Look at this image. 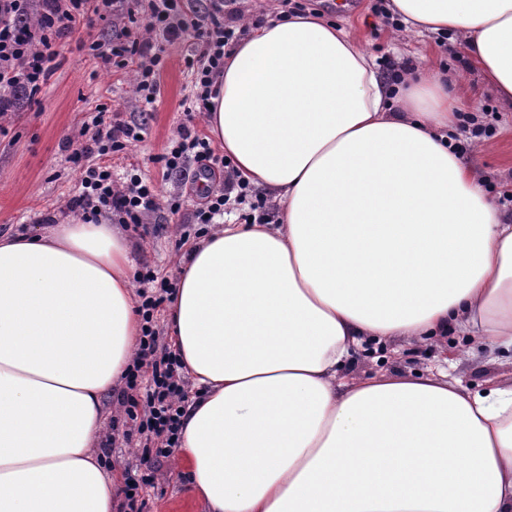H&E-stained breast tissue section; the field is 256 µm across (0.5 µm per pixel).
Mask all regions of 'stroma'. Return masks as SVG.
Segmentation results:
<instances>
[{"label": "stroma", "instance_id": "stroma-1", "mask_svg": "<svg viewBox=\"0 0 512 512\" xmlns=\"http://www.w3.org/2000/svg\"><path fill=\"white\" fill-rule=\"evenodd\" d=\"M375 3L308 0L307 8L347 29H359L364 49L375 58L384 78H391L402 64H426L447 73L449 84L482 88L476 104L478 122L464 120L453 138L493 199L511 195L512 137H501L500 131L512 127V107L484 89L482 73L469 62L461 46L446 36H396L391 20L375 10ZM111 35L108 24L91 30L77 24L35 101H21L18 111L0 116V235L36 231L44 227L49 216L58 223L65 221L67 203L78 180L70 144L77 141L96 106L104 104L109 108V119H135L145 127L142 142L106 156L113 179L120 182L128 172L137 171L155 184L161 200L182 203L178 211L164 206L153 213L148 235L129 234L136 269L150 267L173 283L183 251L211 230L210 225L197 223L195 218L202 193L198 164L190 161L181 169L168 171L157 161L183 123H193L202 134L208 131L204 115L186 113L183 106L192 95L191 78L183 62L190 46L185 41L165 44L161 96L146 109L135 99L132 71L109 69L79 47L82 40H104ZM381 369L397 375L444 370L450 381L481 392L512 377V351L501 348L490 353L471 348L465 337L451 330L434 342L365 343L345 362L342 371L347 376L363 377ZM154 477L155 486L145 496V512H203L189 497L176 457L162 460Z\"/></svg>", "mask_w": 512, "mask_h": 512}]
</instances>
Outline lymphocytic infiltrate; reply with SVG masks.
<instances>
[{
  "mask_svg": "<svg viewBox=\"0 0 512 512\" xmlns=\"http://www.w3.org/2000/svg\"><path fill=\"white\" fill-rule=\"evenodd\" d=\"M207 10V15L200 18L186 0H149L145 16L139 20L129 0H0V114L17 111L21 95L40 91L52 73L58 45L69 37L77 22L91 28L111 17L124 20V27L109 39L87 43L90 55L117 70L135 66V97L151 105L161 94L163 43L190 42L192 49L185 55L184 65L192 76V106L195 111H207L224 74V48L235 35L232 23L237 17L236 10L226 9L224 0H210ZM133 22L143 29V36L132 35L129 25ZM105 114V109H98L92 119V134L73 150V160L83 170L70 207L94 217L116 218L139 229L159 207L155 186L136 174L128 182L117 184L108 167L82 164L86 157L120 152L142 139L141 123L133 120L112 124L106 122ZM190 158L203 172L217 167L224 170V187L206 194L203 206L196 211L198 223H212L232 199L249 206L242 221L272 223L274 212L267 197L238 179L230 161L215 156L205 136L184 125L160 161L166 170L173 171ZM139 283L142 336L125 386L115 398L124 422L132 424L139 436L141 468L127 471L118 512H143L144 493L153 483L149 466L177 447L186 402L182 363L155 323V315L168 300L171 288L151 269L140 274Z\"/></svg>",
  "mask_w": 512,
  "mask_h": 512,
  "instance_id": "1",
  "label": "lymphocytic infiltrate"
}]
</instances>
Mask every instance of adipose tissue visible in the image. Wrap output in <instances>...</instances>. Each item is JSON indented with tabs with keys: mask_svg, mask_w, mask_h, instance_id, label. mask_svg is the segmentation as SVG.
Instances as JSON below:
<instances>
[{
	"mask_svg": "<svg viewBox=\"0 0 512 512\" xmlns=\"http://www.w3.org/2000/svg\"><path fill=\"white\" fill-rule=\"evenodd\" d=\"M512 104V0H389ZM207 125L275 224L179 262L167 320L198 390L178 445L207 512H512V382L340 375L368 340L455 327L512 347V218L450 134L467 87L380 77L344 27L268 21L224 58ZM121 228L0 235V512H112L94 451L141 334Z\"/></svg>",
	"mask_w": 512,
	"mask_h": 512,
	"instance_id": "ef3b65f1",
	"label": "adipose tissue"
}]
</instances>
